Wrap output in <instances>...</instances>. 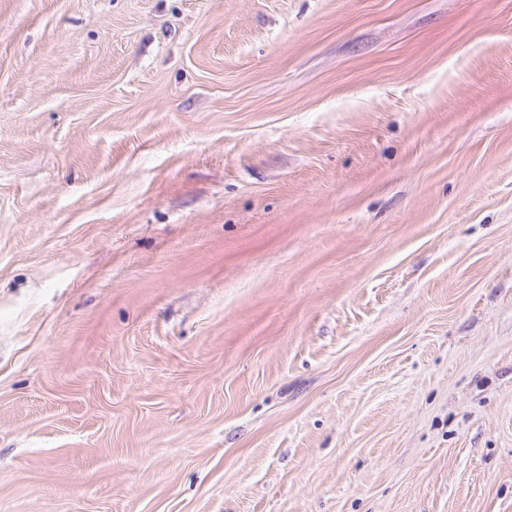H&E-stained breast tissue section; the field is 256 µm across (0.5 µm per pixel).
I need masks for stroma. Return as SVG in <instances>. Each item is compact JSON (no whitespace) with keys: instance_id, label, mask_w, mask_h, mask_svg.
<instances>
[{"instance_id":"obj_1","label":"stroma","mask_w":512,"mask_h":512,"mask_svg":"<svg viewBox=\"0 0 512 512\" xmlns=\"http://www.w3.org/2000/svg\"><path fill=\"white\" fill-rule=\"evenodd\" d=\"M0 512H512V0H0Z\"/></svg>"}]
</instances>
